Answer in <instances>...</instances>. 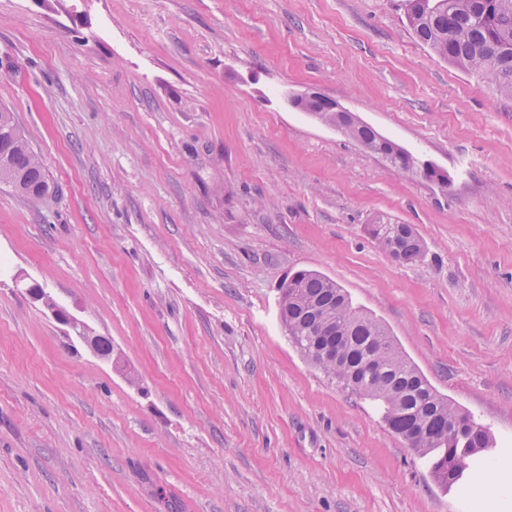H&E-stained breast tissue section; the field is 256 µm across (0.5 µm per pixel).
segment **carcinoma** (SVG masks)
<instances>
[{"label":"carcinoma","instance_id":"obj_1","mask_svg":"<svg viewBox=\"0 0 512 512\" xmlns=\"http://www.w3.org/2000/svg\"><path fill=\"white\" fill-rule=\"evenodd\" d=\"M405 16L416 37L440 57L476 73L512 97V0H406ZM15 129L10 163L0 164V183L35 199L31 187L46 195L51 185L40 158L18 129L14 115L0 109V127ZM344 134L383 158L392 168L408 167L413 154L374 128L359 124ZM382 248H396L395 259L421 261L425 243L409 224L384 216L365 225ZM280 291V322L293 346L308 360L316 339L315 302L330 318L347 327L354 342L338 366L321 369L337 380L356 375L354 392L378 403L388 429L427 460L432 476L445 486L463 480L482 454L495 447L488 427L439 394L398 349L385 326L353 305L335 281L312 270H298Z\"/></svg>","mask_w":512,"mask_h":512}]
</instances>
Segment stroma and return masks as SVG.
<instances>
[{"label": "stroma", "instance_id": "obj_1", "mask_svg": "<svg viewBox=\"0 0 512 512\" xmlns=\"http://www.w3.org/2000/svg\"><path fill=\"white\" fill-rule=\"evenodd\" d=\"M402 4L0 0V108L55 186L0 184V512H512L472 496L512 487V97L419 42ZM381 215L413 225L423 262L369 237ZM302 269L491 428L483 468L443 487L296 350L279 288ZM286 101L289 107L303 110L305 112H330L336 118L337 122L325 124L338 128L341 118L344 117L347 123L356 125L345 129L343 133L356 141L362 147L379 154L392 168L397 171H403L408 167L411 158L417 159L414 155L392 140L378 138L381 136L374 128L360 124L361 120L347 108L342 106L336 100L321 95L317 92H307L304 94H287ZM359 124V125H357Z\"/></svg>", "mask_w": 512, "mask_h": 512}]
</instances>
